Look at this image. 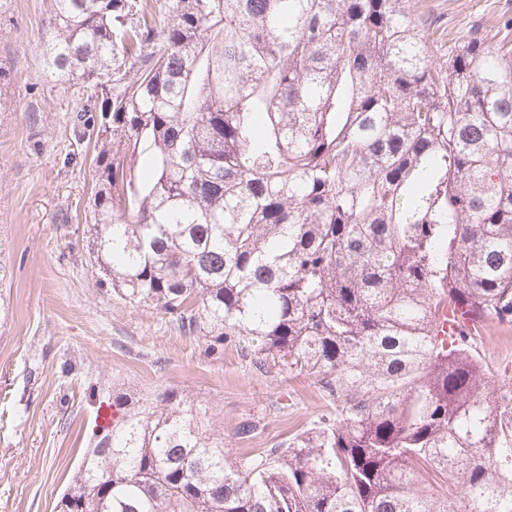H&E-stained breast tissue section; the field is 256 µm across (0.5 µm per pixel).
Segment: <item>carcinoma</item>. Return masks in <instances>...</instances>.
<instances>
[{"instance_id": "obj_1", "label": "carcinoma", "mask_w": 512, "mask_h": 512, "mask_svg": "<svg viewBox=\"0 0 512 512\" xmlns=\"http://www.w3.org/2000/svg\"><path fill=\"white\" fill-rule=\"evenodd\" d=\"M54 2L101 280L329 406L237 463L188 397L115 395L57 512H512V408L434 330L512 323V18L450 45L428 0Z\"/></svg>"}]
</instances>
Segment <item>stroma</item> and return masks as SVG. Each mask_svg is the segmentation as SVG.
<instances>
[{"instance_id":"35a3bbf8","label":"stroma","mask_w":512,"mask_h":512,"mask_svg":"<svg viewBox=\"0 0 512 512\" xmlns=\"http://www.w3.org/2000/svg\"><path fill=\"white\" fill-rule=\"evenodd\" d=\"M448 39L495 32L512 0H443ZM52 0H13L0 18V512H56L102 400L172 388L206 408L240 461L326 411L305 371L211 351L149 305L100 283L87 247L94 146L77 143L71 91L46 72ZM476 349L493 385L512 383V324L487 322ZM254 422L251 438L236 426Z\"/></svg>"}]
</instances>
